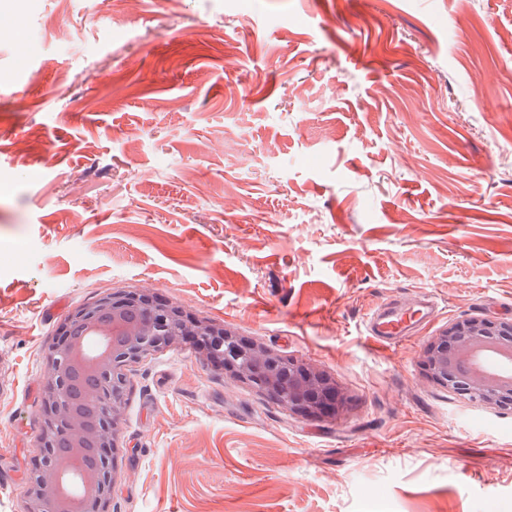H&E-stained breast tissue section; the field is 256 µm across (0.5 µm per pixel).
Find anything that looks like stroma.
<instances>
[{"label": "stroma", "instance_id": "1", "mask_svg": "<svg viewBox=\"0 0 512 512\" xmlns=\"http://www.w3.org/2000/svg\"><path fill=\"white\" fill-rule=\"evenodd\" d=\"M0 512L40 451L43 358L134 290L311 361L291 414L190 346L126 367L120 512H512V409L423 376L512 321V0H0ZM438 314L367 340L387 298Z\"/></svg>", "mask_w": 512, "mask_h": 512}]
</instances>
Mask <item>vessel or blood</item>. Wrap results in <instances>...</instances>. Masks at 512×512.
Instances as JSON below:
<instances>
[{"instance_id":"b4317fda","label":"vessel or blood","mask_w":512,"mask_h":512,"mask_svg":"<svg viewBox=\"0 0 512 512\" xmlns=\"http://www.w3.org/2000/svg\"><path fill=\"white\" fill-rule=\"evenodd\" d=\"M435 300L419 296L413 304H391L372 311L365 322V333L374 342L391 340L395 344L408 341L412 330L434 313Z\"/></svg>"}]
</instances>
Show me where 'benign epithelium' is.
Returning a JSON list of instances; mask_svg holds the SVG:
<instances>
[{"label": "benign epithelium", "mask_w": 512, "mask_h": 512, "mask_svg": "<svg viewBox=\"0 0 512 512\" xmlns=\"http://www.w3.org/2000/svg\"><path fill=\"white\" fill-rule=\"evenodd\" d=\"M82 323L95 333L106 325L112 344L89 354L71 333ZM191 344L208 364L256 386L276 403L309 420L342 415L349 398L336 378L265 344L245 339L224 323L192 316L182 308L138 291L109 292L80 306L61 327L46 353L40 407L44 430L41 457L24 490L25 512H107L117 475L84 466L89 452L104 461L119 447L126 411L120 368L162 346ZM419 364L435 385L460 392L472 404L498 413L512 407V322L469 316L444 326L419 353ZM99 385L80 388L83 376ZM66 441L56 450L59 438Z\"/></svg>", "instance_id": "benign-epithelium-1"}]
</instances>
